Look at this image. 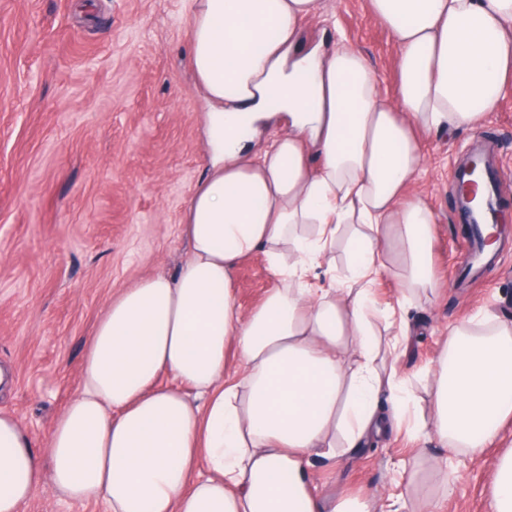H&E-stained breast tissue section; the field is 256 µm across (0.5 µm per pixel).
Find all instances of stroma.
Segmentation results:
<instances>
[{
    "mask_svg": "<svg viewBox=\"0 0 512 512\" xmlns=\"http://www.w3.org/2000/svg\"><path fill=\"white\" fill-rule=\"evenodd\" d=\"M305 46L344 41L393 95L397 48L369 0H319ZM209 104L189 59L183 0H0V412L36 439L80 387L87 341L107 302L186 256L181 220L206 174ZM480 135L502 172L512 216V87L479 130L423 139L413 191L436 215L434 273L442 289L410 310L408 373L433 366L438 337L492 310L512 321V238L477 279L461 281L464 238L448 184L454 161ZM277 281L261 256L237 270L250 309ZM474 456L407 430L367 443L346 463L318 458L314 492L405 497L408 512H489L491 468L512 447ZM413 471L412 484L399 479Z\"/></svg>",
    "mask_w": 512,
    "mask_h": 512,
    "instance_id": "obj_1",
    "label": "stroma"
}]
</instances>
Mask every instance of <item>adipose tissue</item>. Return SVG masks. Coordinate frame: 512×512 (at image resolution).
Masks as SVG:
<instances>
[{
	"label": "adipose tissue",
	"instance_id": "obj_1",
	"mask_svg": "<svg viewBox=\"0 0 512 512\" xmlns=\"http://www.w3.org/2000/svg\"><path fill=\"white\" fill-rule=\"evenodd\" d=\"M370 2L397 45L390 98L347 44L299 53L318 0H187L213 156L185 210L186 258L109 300L44 444L0 413V512L45 485L109 512H378L372 496L324 507L313 459L409 422L474 454L499 441L511 326L486 310L442 338L424 418L399 359L409 308L440 288L435 215L411 193L420 140L479 128L512 86V0ZM278 111L287 127L253 148L247 133ZM257 254L279 284L245 311L235 273ZM395 265L400 291L378 306L372 287Z\"/></svg>",
	"mask_w": 512,
	"mask_h": 512
}]
</instances>
